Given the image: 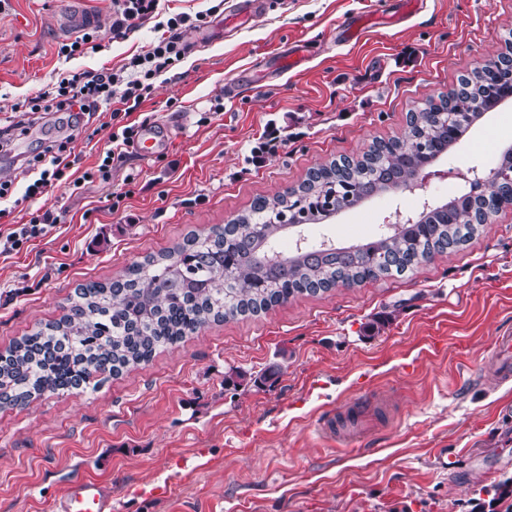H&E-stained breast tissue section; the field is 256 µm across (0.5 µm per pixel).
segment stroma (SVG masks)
<instances>
[{
	"instance_id": "obj_1",
	"label": "stroma",
	"mask_w": 512,
	"mask_h": 512,
	"mask_svg": "<svg viewBox=\"0 0 512 512\" xmlns=\"http://www.w3.org/2000/svg\"><path fill=\"white\" fill-rule=\"evenodd\" d=\"M235 2L160 0L157 18L69 59L58 48L69 39L59 19L71 0H7L0 127L61 74L120 70L171 14L205 19L185 32V56L131 115L167 124L169 149L130 156L110 184L58 183L0 217L5 232L40 207L60 216L50 234L0 254V354L58 320L83 284L120 279L146 256L247 214L255 198L299 187L320 165L403 137L413 112L512 37V0H419L400 21L394 0H277L245 22ZM352 16L363 34L337 43V24ZM221 18L223 38L197 43ZM296 41L310 45L308 61L278 73ZM271 127L286 144L255 163L251 150ZM64 135L57 115L47 116L0 152V181L24 189L18 157ZM510 146L512 100L433 167L485 171ZM460 187L440 175L424 193H378L304 232L355 245L374 238L392 210L420 212L421 197L440 205ZM506 328L512 208L405 275L211 322L93 392L0 403V512H61L81 478L106 486L112 512H470L487 502L485 487L512 479V383H498L492 359ZM331 409L358 418L349 445L321 432L318 417ZM446 457L453 466L442 467Z\"/></svg>"
}]
</instances>
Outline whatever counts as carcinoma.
<instances>
[{"label":"carcinoma","mask_w":512,"mask_h":512,"mask_svg":"<svg viewBox=\"0 0 512 512\" xmlns=\"http://www.w3.org/2000/svg\"><path fill=\"white\" fill-rule=\"evenodd\" d=\"M512 83L509 71L490 83L486 69L467 77V92L452 89L414 113L401 139L379 142L357 162H332L311 173L298 192L256 200L229 229L212 227L182 245L131 265L120 281L90 282L64 314L0 355V386L14 401L64 391L70 379L91 390L123 370L149 363L157 351L183 341L209 321L256 314L304 292L326 291L402 275L449 247L472 239L481 224L448 222L435 206L419 224H403L359 245L337 247L325 239L279 248L288 222L318 224L363 191L408 188L418 168L454 147L483 112L500 102L494 84ZM442 115L430 120L428 111ZM505 195L465 192L450 204L465 212L507 203Z\"/></svg>","instance_id":"1"}]
</instances>
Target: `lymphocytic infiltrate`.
Wrapping results in <instances>:
<instances>
[{"label":"lymphocytic infiltrate","instance_id":"1","mask_svg":"<svg viewBox=\"0 0 512 512\" xmlns=\"http://www.w3.org/2000/svg\"><path fill=\"white\" fill-rule=\"evenodd\" d=\"M189 20V15L185 13L168 18L165 32L150 44L144 55L130 61V73L106 68L60 77L52 87L28 100L19 121L0 129V147H4L9 142L10 133H28L39 113L68 112L72 115L67 136L42 144L38 153L26 159L25 170L38 171L39 176L26 186L25 198L33 199L43 195L54 182L62 180L67 170L73 168L71 145L77 137L88 133L87 120L94 117L100 107L111 106L110 118L114 121L140 107L153 90L152 81L155 76L183 55L185 46L182 33ZM137 133V127L131 124L111 133L110 146L103 152L95 169L74 178L73 187L81 188L84 183L95 178L104 183L110 182L113 168L124 161L127 149L133 144Z\"/></svg>","mask_w":512,"mask_h":512}]
</instances>
